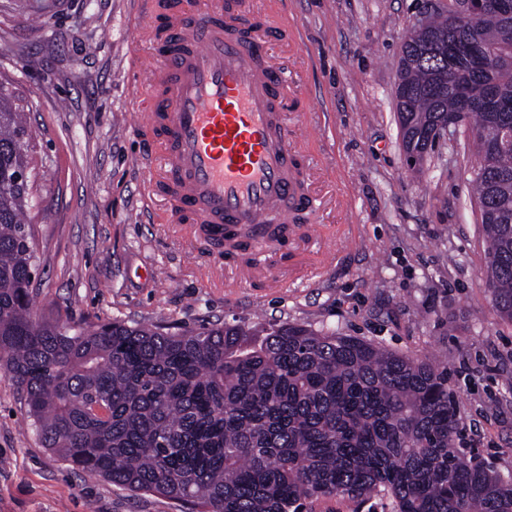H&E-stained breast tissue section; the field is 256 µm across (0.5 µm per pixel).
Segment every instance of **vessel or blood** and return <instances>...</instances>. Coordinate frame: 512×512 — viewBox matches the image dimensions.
<instances>
[{
    "label": "vessel or blood",
    "instance_id": "b4317fda",
    "mask_svg": "<svg viewBox=\"0 0 512 512\" xmlns=\"http://www.w3.org/2000/svg\"><path fill=\"white\" fill-rule=\"evenodd\" d=\"M149 92L166 129L164 166L175 206L215 239L248 233L265 251L266 227L288 223L307 195L296 175L285 80L262 52L269 22L250 14L183 12Z\"/></svg>",
    "mask_w": 512,
    "mask_h": 512
}]
</instances>
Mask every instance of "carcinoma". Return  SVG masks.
I'll return each mask as SVG.
<instances>
[{"instance_id":"cac0c4a2","label":"carcinoma","mask_w":512,"mask_h":512,"mask_svg":"<svg viewBox=\"0 0 512 512\" xmlns=\"http://www.w3.org/2000/svg\"><path fill=\"white\" fill-rule=\"evenodd\" d=\"M468 39L512 58V17L488 12L467 26L444 16L424 37L407 35L402 48L417 61L397 116L421 149L429 128L454 116L458 87L490 90L464 121L479 161L485 282L512 320V144L498 140L512 133V69L448 62V44ZM25 130L0 86V177L29 163L13 152ZM28 204L25 188L0 190V364L43 447L74 471L200 512H314L375 493L392 512H512V483L456 447L445 366L290 323L257 340L220 322L168 334L37 317ZM95 401L106 417L92 413Z\"/></svg>"}]
</instances>
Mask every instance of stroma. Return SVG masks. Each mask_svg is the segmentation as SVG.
I'll list each match as a JSON object with an SVG mask.
<instances>
[{
  "instance_id": "stroma-1",
  "label": "stroma",
  "mask_w": 512,
  "mask_h": 512,
  "mask_svg": "<svg viewBox=\"0 0 512 512\" xmlns=\"http://www.w3.org/2000/svg\"><path fill=\"white\" fill-rule=\"evenodd\" d=\"M287 24L264 48L315 207L252 279L204 252L151 184L164 134L134 128L173 30L158 0H0V83L23 106L36 188L39 317L112 319L179 333L215 321L256 335L294 323L448 368L462 447L512 477V321L492 302L470 186V135L443 137L419 168L402 146L394 90L415 20L448 0H246ZM0 512H189L78 474L36 436L0 369Z\"/></svg>"
}]
</instances>
